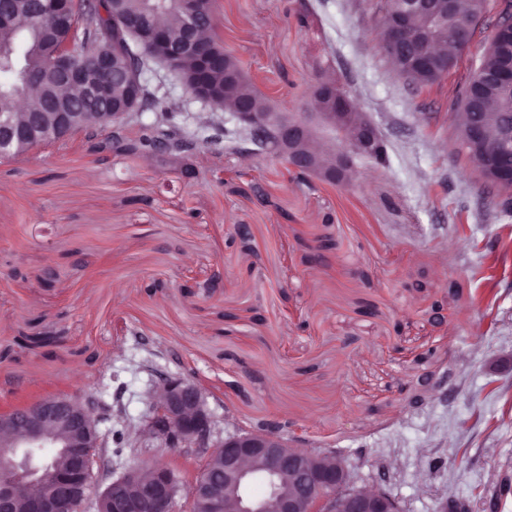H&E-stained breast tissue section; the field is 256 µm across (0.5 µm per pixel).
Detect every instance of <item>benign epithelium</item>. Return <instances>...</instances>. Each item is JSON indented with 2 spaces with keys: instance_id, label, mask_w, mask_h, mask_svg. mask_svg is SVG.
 <instances>
[{
  "instance_id": "7a95c632",
  "label": "benign epithelium",
  "mask_w": 512,
  "mask_h": 512,
  "mask_svg": "<svg viewBox=\"0 0 512 512\" xmlns=\"http://www.w3.org/2000/svg\"><path fill=\"white\" fill-rule=\"evenodd\" d=\"M203 0H179L185 38L174 45L165 31L149 21L147 31L160 50L156 62L175 72L185 93L194 101L213 109H223L201 91L187 89L182 65L195 59V48L205 41L204 34L215 27L214 13L202 7ZM496 15L490 41L512 36V0H495ZM65 0H35L32 18H59ZM428 0H410L407 9L388 24L380 48L387 58L404 55L413 66H429L433 58L432 32L439 25V14L427 11ZM483 18H461L454 36L463 49L479 32ZM137 33L112 25V34L93 49V70L79 66L71 53L72 41L45 48L44 63L52 77L53 112H26L21 122L0 119V159L17 156L13 147L30 142L36 147L62 145L73 134L99 131L116 133L141 118L140 86L147 82L146 70L130 68L122 72L128 90L129 111L99 112L101 121L76 132L71 130L74 113L66 111L67 99L57 95L60 88L74 86L81 96L100 104L112 102V83L99 78L113 72L118 56L131 54V41ZM501 94L500 111L512 113V67L505 64L494 77ZM310 99L312 112H271L263 115L252 110L248 101H239L225 110L228 120L261 147L286 159L299 172L319 179L349 183L358 162L374 157L382 146L377 127L367 113L357 107L354 97L334 81L316 78ZM464 113L468 124L454 150L467 161L476 174L487 171L493 186L500 191L499 204L512 209V166L494 167L491 159L497 150L490 149L478 164L469 161V142L483 135L481 125ZM327 154L333 163L317 166ZM152 415L142 426L127 429L129 447H144L143 438L160 442V447L184 449L201 454L206 467L189 488L190 501L203 495L210 499L212 512H401L386 491L378 486L351 487L350 473L333 450L300 448L288 435L275 429H237L220 434L219 422L207 406L203 390L194 382L157 374L149 391ZM112 411L91 394H56L0 414V512H15L18 499L26 503V512H83L88 491L94 484L97 455L91 448L109 447V435L101 430ZM224 462V496L213 489L209 478L212 458ZM261 468L268 480V492L258 497L251 492L256 469ZM102 489L95 499V512H141L149 501L154 512H172L181 487L178 475L161 462L134 464L118 475L101 480Z\"/></svg>"
}]
</instances>
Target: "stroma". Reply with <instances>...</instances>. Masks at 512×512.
<instances>
[{
  "label": "stroma",
  "instance_id": "obj_1",
  "mask_svg": "<svg viewBox=\"0 0 512 512\" xmlns=\"http://www.w3.org/2000/svg\"><path fill=\"white\" fill-rule=\"evenodd\" d=\"M377 3L215 0L218 33L280 111L305 110L325 59L356 95L388 162H359L352 186L283 181L280 158L230 145L223 114L198 128L201 104L163 70L154 109L178 103L209 139L194 178L95 153L93 136L0 161V413L93 393L139 422L153 350L227 429L287 422L402 512H512V218L454 153L451 121L492 27L417 88L377 45Z\"/></svg>",
  "mask_w": 512,
  "mask_h": 512
}]
</instances>
